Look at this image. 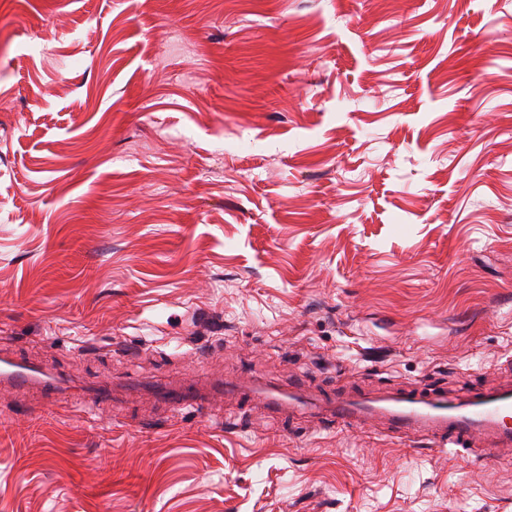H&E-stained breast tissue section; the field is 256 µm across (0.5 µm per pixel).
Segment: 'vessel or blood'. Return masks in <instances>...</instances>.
<instances>
[{"label":"vessel or blood","mask_w":512,"mask_h":512,"mask_svg":"<svg viewBox=\"0 0 512 512\" xmlns=\"http://www.w3.org/2000/svg\"><path fill=\"white\" fill-rule=\"evenodd\" d=\"M69 389L68 381L62 378L15 358L0 356V393L35 391L56 397ZM145 392L171 414L208 417L224 399L233 398L249 406L262 404L271 417L279 420L313 408L329 428L361 427L378 421L387 431L416 435L429 446L476 449L488 458L512 447V386L480 389L462 399L422 387L405 388L374 395L360 393L323 399L313 407L291 388L259 380L234 385L215 376H203L190 384L165 381L146 387ZM133 393L131 386L118 388L105 381L83 399L82 405L95 410Z\"/></svg>","instance_id":"b4317fda"}]
</instances>
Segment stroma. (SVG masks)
Here are the masks:
<instances>
[{
    "mask_svg": "<svg viewBox=\"0 0 512 512\" xmlns=\"http://www.w3.org/2000/svg\"><path fill=\"white\" fill-rule=\"evenodd\" d=\"M0 349L68 376L512 385V0H0ZM0 398V512H512V450Z\"/></svg>",
    "mask_w": 512,
    "mask_h": 512,
    "instance_id": "obj_1",
    "label": "stroma"
}]
</instances>
